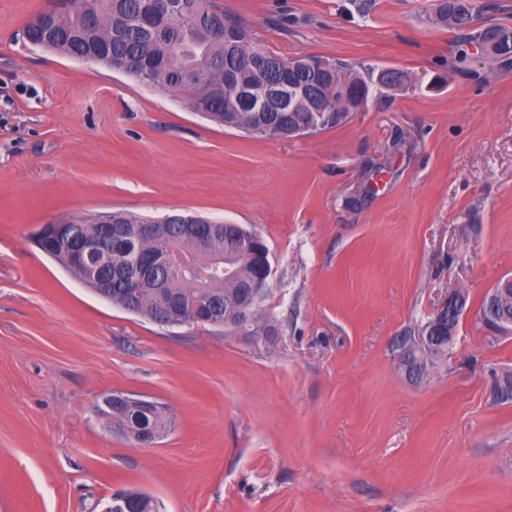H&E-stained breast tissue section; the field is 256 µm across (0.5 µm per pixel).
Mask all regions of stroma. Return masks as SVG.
Listing matches in <instances>:
<instances>
[{"instance_id": "35a3bbf8", "label": "stroma", "mask_w": 512, "mask_h": 512, "mask_svg": "<svg viewBox=\"0 0 512 512\" xmlns=\"http://www.w3.org/2000/svg\"><path fill=\"white\" fill-rule=\"evenodd\" d=\"M283 59L394 68L348 123L256 139L181 97L25 48L53 0H0V512H512V369L474 315L512 274V69H448L435 0H219ZM182 213L259 233L270 335L161 327L114 307L33 242L52 221ZM472 309L454 353L408 383L397 346L446 290ZM166 405L149 447L97 413ZM125 501L121 505L127 512H159V505L157 501L148 493L137 490L129 489L123 491Z\"/></svg>"}]
</instances>
